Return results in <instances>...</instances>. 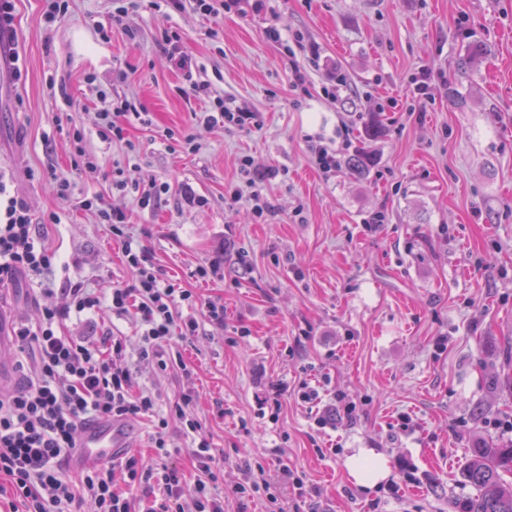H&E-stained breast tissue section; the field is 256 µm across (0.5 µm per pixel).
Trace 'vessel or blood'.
Masks as SVG:
<instances>
[{
	"instance_id": "b4317fda",
	"label": "vessel or blood",
	"mask_w": 512,
	"mask_h": 512,
	"mask_svg": "<svg viewBox=\"0 0 512 512\" xmlns=\"http://www.w3.org/2000/svg\"><path fill=\"white\" fill-rule=\"evenodd\" d=\"M14 339L0 329V393L13 380ZM135 442L134 430L125 420H91L84 422L77 434L76 446L69 458L71 469L81 470L127 453Z\"/></svg>"
}]
</instances>
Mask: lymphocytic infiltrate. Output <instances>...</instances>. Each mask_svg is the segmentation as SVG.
<instances>
[{"label":"lymphocytic infiltrate","instance_id":"obj_1","mask_svg":"<svg viewBox=\"0 0 512 512\" xmlns=\"http://www.w3.org/2000/svg\"><path fill=\"white\" fill-rule=\"evenodd\" d=\"M160 39L171 67L184 78L180 94L205 103L203 124L241 131L259 126L257 113L233 105L211 83L196 78V66L182 51L178 32L162 28ZM96 111L99 134L106 140H123L132 122L152 123L143 104L118 93L99 95ZM82 207L120 244L131 274L130 284L113 288L107 298L79 285L55 288L54 256L39 241L27 203L11 194L0 174V288L22 276L36 281L44 295L59 298L57 304L41 308L37 325L22 322L13 329L20 352L31 353L32 358L25 385L0 396V476L7 477L22 512H74L85 498L94 502L96 512H132L131 499L115 483L119 472L128 484L141 486V512H224L223 500L211 491L218 479L217 458L191 411V390L175 403L174 416L185 433L197 437L192 456L198 477L193 486H186L176 467L165 464L156 471L143 467L134 456L122 466L109 462L75 476L66 469L78 429L87 419L131 421L153 415L157 401L150 392L135 389L125 363L124 337L110 336L105 345L80 341L62 333L64 318L105 306L117 315L135 316L141 357L155 359L161 368H174L187 380L192 368L179 357L166 360L167 350L174 340L195 335L199 317L219 326L224 323L223 306L202 300L181 281L165 277L145 248L134 242L125 210L106 206L97 194L84 199Z\"/></svg>","mask_w":512,"mask_h":512}]
</instances>
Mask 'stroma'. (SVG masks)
I'll use <instances>...</instances> for the list:
<instances>
[{"mask_svg": "<svg viewBox=\"0 0 512 512\" xmlns=\"http://www.w3.org/2000/svg\"><path fill=\"white\" fill-rule=\"evenodd\" d=\"M65 2L52 21L44 0H15L12 31L0 35V172L34 220L60 218L41 231L56 285L107 296L130 278L121 249L81 208L96 193L127 211L167 276L223 304V326L200 319L173 351L195 370L193 413L216 450L224 512H270L265 495L230 492L260 468L285 512H450L449 501L472 495L471 448L512 441V0H265L258 12L210 17L145 8L122 28L112 22L119 0ZM165 26L260 127L197 122L159 41ZM270 28L281 42L266 39ZM477 43L483 53L461 71ZM329 64L347 80L336 99L323 92ZM297 68L302 90L291 85ZM424 69L428 101L413 82ZM452 77L464 106L448 99ZM115 88L152 117L127 130L136 158L98 134L95 98ZM62 111L72 120L60 128ZM369 126L381 133L367 141ZM168 130L194 134L198 152L168 151ZM77 131L97 169H73ZM317 142L336 150V172L314 163ZM362 148L378 164L356 177L345 163ZM244 156L271 204L261 219L225 195L242 182ZM116 166L126 181L171 189L141 209L113 189ZM52 168L70 178L69 200L54 194ZM187 189L207 205L188 207ZM376 211L386 220L367 229ZM201 265L215 267L209 280L194 277ZM64 331L131 338L136 325L105 307ZM127 364L167 414L185 381L133 353ZM314 378L324 388L304 402L299 389ZM363 449L387 461L372 488L347 467Z\"/></svg>", "mask_w": 512, "mask_h": 512, "instance_id": "stroma-1", "label": "stroma"}]
</instances>
